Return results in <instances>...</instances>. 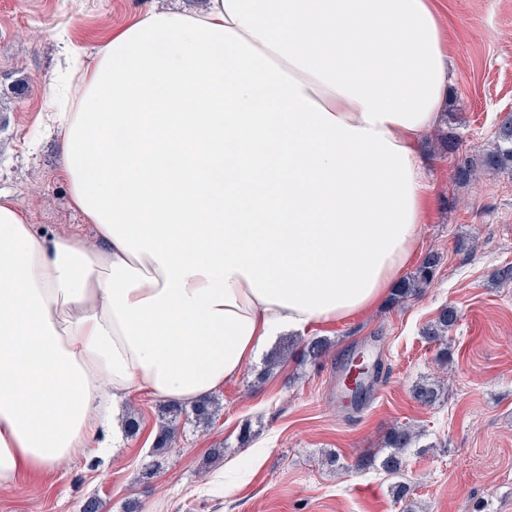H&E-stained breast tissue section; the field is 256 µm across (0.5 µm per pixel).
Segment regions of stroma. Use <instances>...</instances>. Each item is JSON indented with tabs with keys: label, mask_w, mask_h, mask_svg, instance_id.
I'll use <instances>...</instances> for the list:
<instances>
[{
	"label": "stroma",
	"mask_w": 512,
	"mask_h": 512,
	"mask_svg": "<svg viewBox=\"0 0 512 512\" xmlns=\"http://www.w3.org/2000/svg\"><path fill=\"white\" fill-rule=\"evenodd\" d=\"M205 2L0 0V192L39 234L95 237L70 204L59 146L44 132L62 99L67 54L91 61L113 28L157 4ZM441 8L453 26L448 132L473 154L512 108V0H441ZM425 150L432 207L419 251L441 261L421 297L314 326L312 336L331 343L317 362L289 348L290 334L274 337L215 392L213 425L180 428L163 459L151 454L161 404L132 397L121 411L140 430L108 461L81 457L0 486V512H82L91 498L101 512L131 503L139 512H401L383 474L352 467L401 424L422 432L405 456L411 512H512V283L490 280L512 266V168L459 184L435 138ZM446 305L459 322L443 365L421 331ZM369 339L384 366L379 393L337 403L336 371ZM423 380L443 383L434 405L411 397ZM245 426L252 438L243 445Z\"/></svg>",
	"instance_id": "obj_1"
}]
</instances>
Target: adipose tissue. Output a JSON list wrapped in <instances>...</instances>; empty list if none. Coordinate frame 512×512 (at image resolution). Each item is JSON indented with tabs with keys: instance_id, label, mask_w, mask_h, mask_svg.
I'll use <instances>...</instances> for the list:
<instances>
[{
	"instance_id": "1",
	"label": "adipose tissue",
	"mask_w": 512,
	"mask_h": 512,
	"mask_svg": "<svg viewBox=\"0 0 512 512\" xmlns=\"http://www.w3.org/2000/svg\"><path fill=\"white\" fill-rule=\"evenodd\" d=\"M452 58L435 0H208L113 31L58 135L95 240L0 194V485L192 406L273 336L372 310L417 250Z\"/></svg>"
}]
</instances>
